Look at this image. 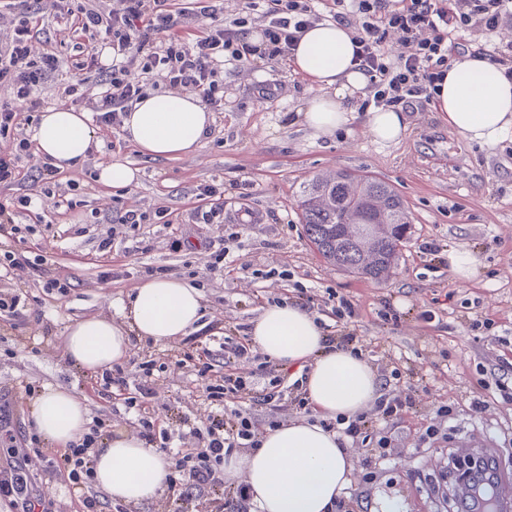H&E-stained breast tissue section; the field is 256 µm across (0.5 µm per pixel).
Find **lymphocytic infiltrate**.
<instances>
[{
	"label": "lymphocytic infiltrate",
	"mask_w": 512,
	"mask_h": 512,
	"mask_svg": "<svg viewBox=\"0 0 512 512\" xmlns=\"http://www.w3.org/2000/svg\"><path fill=\"white\" fill-rule=\"evenodd\" d=\"M7 6L13 18L9 29L0 31V89L9 92L10 100L0 104V135L16 137L17 145L15 153L0 154V187L24 179L19 159L30 154L32 143L23 129L33 113L44 109L41 91L64 65L70 76L62 99L75 106L88 103L105 129L121 126L126 112L161 86L195 92L220 112L225 65H249L256 53L267 63L278 64L305 27L330 18L352 30L356 60L369 77L364 107L424 110L434 99L450 56L467 50L459 32L479 29L492 34L512 23V0H252L250 8L259 11L262 21V44L255 47L244 38L247 16L239 12L231 22L218 20L212 0H8ZM48 14L73 44L70 60L53 52L31 54L39 22ZM201 14L215 23L192 35L190 23ZM392 33L398 34L401 45L395 54L386 47ZM37 269V261L23 251L0 254V314L17 315L23 275ZM248 350V343L225 342L226 370L219 376L211 368L209 352L191 345L168 350V357L194 369L206 405L203 417L191 424L186 442L171 451L173 500L205 499L208 512H252L247 484L225 492L222 465L233 450L258 445L255 411L278 401L281 394L279 380H271L270 391L263 394L260 374L246 378L233 371V364ZM156 365L153 359L140 363L141 381L132 390L123 367H113L104 378L106 385L124 391L123 402L136 410L140 435L150 443L169 439L148 402ZM412 406L409 396L382 398L371 414L340 416L336 423L340 434L353 441L374 440L383 447L386 439L376 436L380 425L402 418ZM102 427V422H95L82 442L49 462L53 472L66 473L73 488H87L93 480L92 451ZM23 467L17 461L0 470V499L18 501L21 512H38L40 499L28 487Z\"/></svg>",
	"instance_id": "lymphocytic-infiltrate-1"
}]
</instances>
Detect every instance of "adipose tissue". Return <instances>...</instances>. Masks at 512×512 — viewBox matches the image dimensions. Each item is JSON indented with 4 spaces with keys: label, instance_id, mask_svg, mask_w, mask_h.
<instances>
[{
    "label": "adipose tissue",
    "instance_id": "1",
    "mask_svg": "<svg viewBox=\"0 0 512 512\" xmlns=\"http://www.w3.org/2000/svg\"><path fill=\"white\" fill-rule=\"evenodd\" d=\"M352 57L348 29L334 22L317 23L298 42L290 63L318 89L301 112L303 123L316 136H333L354 118L346 101L363 91L368 79L355 70ZM433 108L467 140L495 143L512 130V81L489 60L465 54L450 62ZM213 122L212 112L196 95L163 93L138 102L124 118L122 130L141 153L168 160L199 149ZM33 139L58 170L71 169L90 149L89 116L72 109H46ZM119 309L129 317V327L100 317L69 327V362L87 371L111 367L127 356L133 334L158 343L175 340L199 321L202 299L196 288L178 279L154 278L136 287ZM250 336L270 359L291 366L308 364L305 390L318 419L269 430L259 448L225 459L224 477L245 479L257 512H332L350 482L351 465L336 433L321 422L367 408L379 395L377 375L353 352L326 345L314 317L294 304L265 308ZM31 419L42 438L66 448L85 432L88 408L69 390L49 386L33 402ZM168 473L160 450L125 435L110 438L95 455L97 484L123 503L152 500L164 488Z\"/></svg>",
    "mask_w": 512,
    "mask_h": 512
}]
</instances>
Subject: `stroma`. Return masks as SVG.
I'll return each mask as SVG.
<instances>
[{
  "label": "stroma",
  "instance_id": "35a3bbf8",
  "mask_svg": "<svg viewBox=\"0 0 512 512\" xmlns=\"http://www.w3.org/2000/svg\"><path fill=\"white\" fill-rule=\"evenodd\" d=\"M265 83L280 84L281 93L261 96ZM315 93L285 63L225 68L223 111L198 151L176 160L142 155L121 129H96L85 161L59 174L60 181L86 183L81 206L65 214L45 199L36 204L41 221L22 222L23 244L43 263L25 287L14 327H0V455H31V405L50 385L86 402L107 434L138 436L134 413L98 395L100 372L67 361L66 336L80 319L115 318V302L143 280L140 268L150 263L171 267L172 277L200 290L204 314L184 341L209 350L215 371L224 369L225 338L249 334L264 307L294 301L317 317L325 335L359 337L383 396H413V411L384 426L391 440L385 458L368 461L361 444L344 439L353 465L339 499L346 512H373L380 499L397 502L399 512H461L448 461L469 437L487 440L499 470L512 478V131L478 144L430 108L407 112L408 129L395 143L377 142L361 118L317 138L297 117ZM113 161L136 169V181L121 189L101 183L97 170ZM340 171L387 183L407 207L410 234L384 281L337 268L305 235L304 187ZM205 182L222 194L223 223L198 224L191 215L194 191ZM159 207L173 212L174 223L119 221L127 211L150 215ZM112 227L118 234L107 263L97 251ZM175 238L184 251H171ZM427 241L436 251L424 250ZM217 243L227 250V266L212 270ZM452 252L472 257L468 275L451 268ZM62 277L73 287L60 299L46 284ZM337 296L351 301L352 316L335 318ZM24 382L30 395L19 389ZM200 394L189 368L166 364L149 404L162 414L170 446H179L184 418L200 410ZM443 405L453 409L452 419L441 418ZM432 425L443 439L421 441ZM27 469L44 512H83L44 462L33 458Z\"/></svg>",
  "mask_w": 512,
  "mask_h": 512
}]
</instances>
